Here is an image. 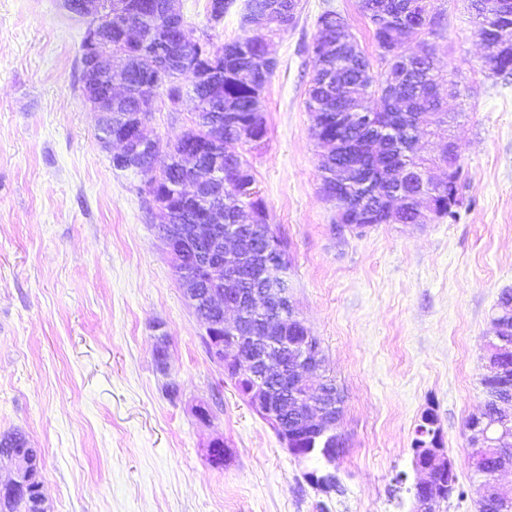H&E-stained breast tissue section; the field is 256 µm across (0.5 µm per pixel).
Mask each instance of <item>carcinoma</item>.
<instances>
[{
    "mask_svg": "<svg viewBox=\"0 0 512 512\" xmlns=\"http://www.w3.org/2000/svg\"><path fill=\"white\" fill-rule=\"evenodd\" d=\"M477 19V35L488 36L499 20L487 10L486 0H471ZM297 0H243L240 5L241 23L263 22L276 35L288 30L296 18ZM359 9L372 27L380 55L386 68L375 72L366 55L344 38L352 35L348 23L335 11H324L317 20L316 39L323 40L325 51L312 57L313 74L307 90L306 109L317 114L326 132L336 133V113L354 112L361 116L359 124L347 131L346 138L354 141L376 140L379 152L362 158L364 171L376 177L369 183L365 177L350 170L349 155L339 153L319 162L321 184L337 189L340 201L359 204L367 214V223L421 224L420 200L425 196L442 197L448 192L428 177L434 168L448 165V154L427 158L418 152L417 143L426 127L448 119L437 88L448 83L456 94L457 74L439 68L434 48L409 54L406 43L421 35L443 37L440 17L430 13L426 0H359ZM112 49L119 50L121 32L129 25L147 34L165 32L175 24L173 17L161 7L159 0H120L112 8ZM205 47L214 54L206 60L197 59L198 50L185 55L168 50L166 43L151 41L146 47L150 58H166L163 76L171 78L166 87L170 104L180 93L188 92L198 100L192 125L176 140L162 143L155 140V172L165 176L162 193L171 196L183 191L177 169L179 145L196 136L213 133V125H222L221 137L230 151L224 161V174L238 167H249L239 144H250V132L255 103L270 82L277 63L268 57L266 45L241 35L220 47L214 46L211 35H205ZM129 85L124 99L112 106L119 118L124 112L137 111V102L145 79H154L147 72L142 57L135 55L127 63ZM398 198L401 206L391 211L390 200ZM265 202L256 187L238 184L224 192V225L218 234L224 235L228 224H245L248 211ZM484 404L480 417L471 416L466 425H489L504 412L512 410V393L493 395L483 390ZM28 440L15 432L0 437V455L11 452L25 455ZM484 466L473 472L480 483L488 471L498 466L495 453L481 449ZM36 491L13 496L0 506L3 512H35Z\"/></svg>",
    "mask_w": 512,
    "mask_h": 512,
    "instance_id": "cac0c4a2",
    "label": "carcinoma"
}]
</instances>
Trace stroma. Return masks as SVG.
I'll return each mask as SVG.
<instances>
[{
  "label": "stroma",
  "instance_id": "1",
  "mask_svg": "<svg viewBox=\"0 0 512 512\" xmlns=\"http://www.w3.org/2000/svg\"><path fill=\"white\" fill-rule=\"evenodd\" d=\"M437 56L458 69L462 171L455 214L336 238L305 107L308 47L340 13L374 71L380 51L358 0H300L287 31L208 23V0H175L215 45L268 42V135L248 145L256 185L292 264L289 294L344 395L335 490H316L271 426L208 355L152 204L115 170L81 97L83 22L63 0H0V435L39 451L49 512H412L413 444L425 413L441 429L457 495L436 512H478L465 423L480 411L490 317L512 288V73L493 74L469 0H429ZM150 137L190 125L192 99L150 105ZM447 128L424 138L429 153ZM214 417L201 421L197 406ZM229 455L212 466L208 444Z\"/></svg>",
  "mask_w": 512,
  "mask_h": 512
}]
</instances>
